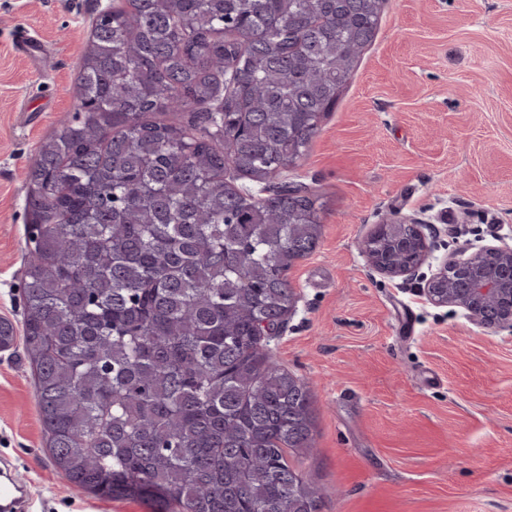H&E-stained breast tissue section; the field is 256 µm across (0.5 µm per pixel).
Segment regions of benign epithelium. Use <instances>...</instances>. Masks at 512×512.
<instances>
[{"label": "benign epithelium", "instance_id": "benign-epithelium-1", "mask_svg": "<svg viewBox=\"0 0 512 512\" xmlns=\"http://www.w3.org/2000/svg\"><path fill=\"white\" fill-rule=\"evenodd\" d=\"M368 262L378 272L391 277L410 275L415 267L377 263L369 243H363ZM418 264L432 259L436 272L422 288L433 305L456 306L475 324L485 329L512 328V244L505 238L473 252L462 248L451 255L437 257L425 235L417 241Z\"/></svg>", "mask_w": 512, "mask_h": 512}]
</instances>
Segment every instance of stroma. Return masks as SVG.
I'll return each instance as SVG.
<instances>
[{
    "label": "stroma",
    "mask_w": 512,
    "mask_h": 512,
    "mask_svg": "<svg viewBox=\"0 0 512 512\" xmlns=\"http://www.w3.org/2000/svg\"><path fill=\"white\" fill-rule=\"evenodd\" d=\"M113 0H0V318L20 324L25 171L71 122L86 40ZM46 45L15 49L19 30ZM282 182L320 195L315 251L288 278L294 311L269 343L306 382L314 445L292 465L322 512H512V329L487 330L362 251L392 216L425 219L439 253L512 231V0H382L373 41ZM414 333L396 341L403 309ZM0 461L29 512H157L71 491L53 465L21 347L0 351Z\"/></svg>",
    "instance_id": "1"
}]
</instances>
